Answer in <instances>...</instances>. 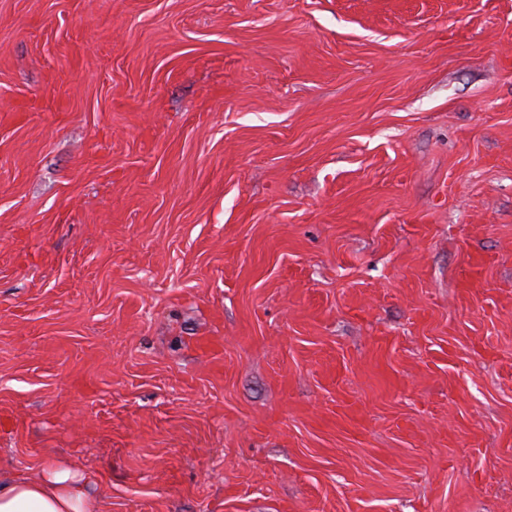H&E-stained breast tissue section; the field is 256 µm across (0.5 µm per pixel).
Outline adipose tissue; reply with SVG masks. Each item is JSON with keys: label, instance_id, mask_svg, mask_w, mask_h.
<instances>
[{"label": "adipose tissue", "instance_id": "1", "mask_svg": "<svg viewBox=\"0 0 512 512\" xmlns=\"http://www.w3.org/2000/svg\"><path fill=\"white\" fill-rule=\"evenodd\" d=\"M89 483V475L47 460L39 477H0V512H104L101 499L88 493Z\"/></svg>", "mask_w": 512, "mask_h": 512}]
</instances>
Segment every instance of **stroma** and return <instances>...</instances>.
Wrapping results in <instances>:
<instances>
[{
    "label": "stroma",
    "mask_w": 512,
    "mask_h": 512,
    "mask_svg": "<svg viewBox=\"0 0 512 512\" xmlns=\"http://www.w3.org/2000/svg\"><path fill=\"white\" fill-rule=\"evenodd\" d=\"M104 512H512V0H0V467Z\"/></svg>",
    "instance_id": "1"
}]
</instances>
